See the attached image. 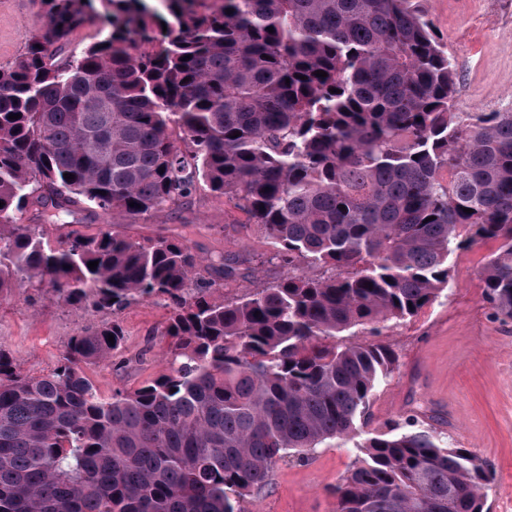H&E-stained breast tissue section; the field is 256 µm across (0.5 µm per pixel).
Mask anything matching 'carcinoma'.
<instances>
[{
	"label": "carcinoma",
	"mask_w": 512,
	"mask_h": 512,
	"mask_svg": "<svg viewBox=\"0 0 512 512\" xmlns=\"http://www.w3.org/2000/svg\"><path fill=\"white\" fill-rule=\"evenodd\" d=\"M35 2L50 27L0 66V298L25 279L114 316L157 299L170 342L164 373L109 399L85 366L122 347L118 320L40 377L0 344V512H244L278 462L365 424L397 363L368 337L436 302L453 252L497 245L484 296L512 319V111H451L455 69L414 0ZM201 184L261 228L276 282L228 300L224 254L115 224ZM34 203L44 223H18ZM87 208L94 234L71 228ZM356 448L336 512H488L493 473L443 432Z\"/></svg>",
	"instance_id": "carcinoma-1"
}]
</instances>
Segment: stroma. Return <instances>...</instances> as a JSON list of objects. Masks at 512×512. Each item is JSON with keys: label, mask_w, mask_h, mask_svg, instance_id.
<instances>
[{"label": "stroma", "mask_w": 512, "mask_h": 512, "mask_svg": "<svg viewBox=\"0 0 512 512\" xmlns=\"http://www.w3.org/2000/svg\"><path fill=\"white\" fill-rule=\"evenodd\" d=\"M456 67L454 111H512V0H415ZM47 19L36 0H0V65L23 50L29 33ZM139 237L190 236L208 253L235 257L225 279L226 298L276 281L282 268L272 246L247 215L223 197L198 189L177 213L132 224ZM496 246L479 242L449 257L444 295L416 317L390 322L380 343L397 355L391 377L375 390L369 430L404 424L435 427L454 447L487 460L496 474L484 493L490 512H512V319L495 315L484 297L480 272ZM168 310L148 300L120 313L126 336L116 357L87 368L101 397L133 389L162 374ZM105 313L64 306L15 282L0 300V344L21 368L40 376L54 369L72 336L108 321ZM129 368H119L122 360ZM357 451L339 439L320 444L304 462L290 458L272 471L262 492L248 496L245 512H334L329 493Z\"/></svg>", "instance_id": "1"}]
</instances>
